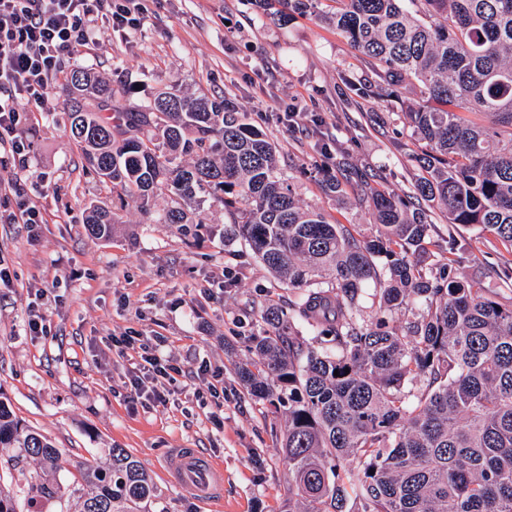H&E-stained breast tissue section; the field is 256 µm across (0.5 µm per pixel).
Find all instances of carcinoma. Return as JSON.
Listing matches in <instances>:
<instances>
[{"label":"carcinoma","mask_w":512,"mask_h":512,"mask_svg":"<svg viewBox=\"0 0 512 512\" xmlns=\"http://www.w3.org/2000/svg\"><path fill=\"white\" fill-rule=\"evenodd\" d=\"M277 2V20L320 13L347 39L374 99L419 91L423 105L406 112L421 148L413 194L369 192L350 167L328 181V192L348 185L356 204L370 203L373 232L362 236L299 205L276 147L231 101L162 91L130 107L129 88L77 67L65 74L64 112L86 168L112 193V209L87 208V232L110 238L130 200L152 224H187V209L211 198L295 291L286 309L260 307L266 329L238 367L246 393L286 418V512H512V303L459 276L456 232L477 226L512 250V0ZM436 209L448 247L433 260ZM368 288L377 308L366 321ZM409 304L417 313L395 323ZM109 456L106 468L83 463L82 487L59 483L65 452L0 400V461L38 459L41 496H76L80 512H142L155 495L149 475L123 448ZM20 501L0 485V512H22Z\"/></svg>","instance_id":"carcinoma-1"}]
</instances>
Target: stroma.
Wrapping results in <instances>:
<instances>
[{
  "label": "stroma",
  "instance_id": "stroma-1",
  "mask_svg": "<svg viewBox=\"0 0 512 512\" xmlns=\"http://www.w3.org/2000/svg\"><path fill=\"white\" fill-rule=\"evenodd\" d=\"M150 19L124 35L98 26L65 68L89 67L135 89L134 102L177 89L229 98L274 142L294 177L303 206L330 223L370 234L373 218L353 198L322 186L339 163L372 173L376 186L414 191L411 128L403 114L415 95L378 103L363 93L359 54L318 15L272 23L259 0H147ZM65 90L50 111L30 113L28 180L43 184L35 202L43 224L0 223V258L14 270L0 288V396L25 425L66 449L72 464L57 475L82 483L77 462L104 466L112 447L125 449L148 472L156 495L147 512H203L193 492L164 478L163 452L195 448L224 464L223 512H286L288 463L280 448L284 421L251 399L236 374L248 336L262 326L266 300L287 305L293 293L274 280L248 244L224 233L221 206L195 210L196 234L181 224H150L136 204L122 213L112 240L91 238L89 205L108 206L102 182L84 174V160L63 116ZM459 258L465 277L512 299V253L470 226ZM39 302L51 332L30 335L27 317ZM140 332L145 344L181 365L167 404L132 403L126 384L133 352L112 339ZM209 372L197 376L200 362ZM222 388L223 401L209 386Z\"/></svg>",
  "mask_w": 512,
  "mask_h": 512
}]
</instances>
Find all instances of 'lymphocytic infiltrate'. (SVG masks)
I'll list each match as a JSON object with an SVG mask.
<instances>
[{
  "instance_id": "f902f5d3",
  "label": "lymphocytic infiltrate",
  "mask_w": 512,
  "mask_h": 512,
  "mask_svg": "<svg viewBox=\"0 0 512 512\" xmlns=\"http://www.w3.org/2000/svg\"><path fill=\"white\" fill-rule=\"evenodd\" d=\"M115 32L144 28V0H0V166L24 171L30 145L22 103L48 107L66 58L88 44L94 22ZM181 368L149 352L129 372V397L144 405L166 401V385Z\"/></svg>"
}]
</instances>
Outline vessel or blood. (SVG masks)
Returning a JSON list of instances; mask_svg holds the SVG:
<instances>
[{
	"label": "vessel or blood",
	"mask_w": 512,
	"mask_h": 512,
	"mask_svg": "<svg viewBox=\"0 0 512 512\" xmlns=\"http://www.w3.org/2000/svg\"><path fill=\"white\" fill-rule=\"evenodd\" d=\"M165 464L170 480L189 487L203 504L223 503L224 471L197 449H169Z\"/></svg>",
	"instance_id": "obj_1"
}]
</instances>
